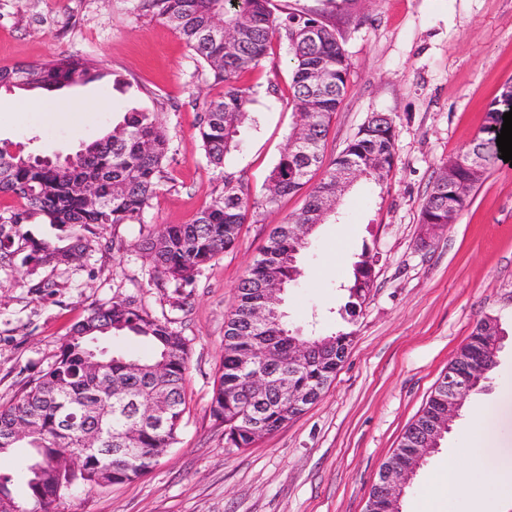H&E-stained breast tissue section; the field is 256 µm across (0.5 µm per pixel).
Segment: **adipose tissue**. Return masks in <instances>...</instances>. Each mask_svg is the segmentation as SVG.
Returning a JSON list of instances; mask_svg holds the SVG:
<instances>
[{"label": "adipose tissue", "instance_id": "adipose-tissue-1", "mask_svg": "<svg viewBox=\"0 0 512 512\" xmlns=\"http://www.w3.org/2000/svg\"><path fill=\"white\" fill-rule=\"evenodd\" d=\"M512 403V385H505L499 405L482 406L476 411L473 433L466 457L468 466L449 462L445 475L448 499H469L474 486L484 483L493 492L500 506L512 501V447L495 437L492 426L500 417L504 405Z\"/></svg>", "mask_w": 512, "mask_h": 512}]
</instances>
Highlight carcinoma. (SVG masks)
<instances>
[{"mask_svg":"<svg viewBox=\"0 0 512 512\" xmlns=\"http://www.w3.org/2000/svg\"><path fill=\"white\" fill-rule=\"evenodd\" d=\"M135 20L143 18L166 22L184 40L207 69L213 82L225 87L217 98L199 102L202 112L198 136L207 163L224 167L226 155L239 146L240 127L248 116L252 93L235 85L239 73L262 65L272 50L273 40H284L292 53L293 104L304 123L303 146L287 141L278 163L270 171L267 184L275 192L257 199L245 191L242 179L224 176V189L211 198L187 224H167L162 230L143 237L138 249L148 266L150 284L170 288L179 299L187 298L201 271L239 241L243 224L259 210L274 206L278 199L299 192L310 181L312 168L323 166V141L344 94L351 64L336 35L334 26L308 14L286 9L275 13L273 0H134ZM102 62L73 54L59 53L52 59L18 66L0 67V85L13 89L56 91L71 84H87L106 77ZM512 96V85L503 86L500 98L486 114L483 136L455 160H466L481 150L479 183L498 158L497 137L508 111L505 99ZM396 127L385 115L371 119L359 129L342 152L325 168L324 177L309 193V200L287 224H311L312 213L331 186L338 167H358L354 180L381 185L396 159ZM170 138L160 112L131 109L122 121L100 139L81 146L77 163L69 167L44 164L39 158L23 159L0 149V193L20 198L22 205L0 217V260L8 259L19 239L30 248L27 258L50 263L59 247L36 241L24 231L38 216L57 224L76 243L69 260L81 257L90 248L96 229L107 225L142 224L145 211L163 183L172 180L166 170ZM377 155L387 164L386 171L368 165ZM448 168L436 175L432 189L421 208V220L441 218V184ZM308 239L269 236L268 242L237 286L236 303L224 329V362L215 382L211 415L238 432L237 450L251 447L254 423L270 434L301 415L280 386H272L256 401L257 416H239L238 402L249 397L250 367L245 363L244 342L269 343L272 349L265 369L277 381L302 387L320 398L343 363L353 334L337 331L328 336H304L288 325L284 311L269 326L254 327L248 319L253 301L263 295L264 282L277 276L285 285L296 284L303 276L298 255ZM378 253L365 245L353 263L352 275L344 291L347 301L341 308L343 320L352 323L359 316L372 291L371 275ZM497 319L487 316L478 321L454 358L455 366L467 367L482 361L491 342L486 328ZM135 337L150 347L146 355L123 351L114 343ZM322 343L325 350L303 363H294L289 350L293 342ZM96 353L99 369H87V360ZM188 373L187 341L169 321L153 317L134 296L117 299L94 309L76 325L61 345L57 359L30 382L22 395L7 407H0V456L24 452L20 481L25 495L16 492L19 481L11 473L0 472V492L12 496L19 512H45L42 495L56 486L74 492L93 491L132 482L151 470L177 441L186 413L185 385ZM165 396L166 407L158 421L144 419L145 406ZM30 426L27 441L10 444L13 428ZM90 433L99 434L98 450L82 455L76 471L59 470L53 461L83 447ZM419 447V430L407 426L394 456H407Z\"/></svg>","mask_w":512,"mask_h":512,"instance_id":"carcinoma-1","label":"carcinoma"}]
</instances>
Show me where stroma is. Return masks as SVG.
<instances>
[{
  "instance_id": "obj_1",
  "label": "stroma",
  "mask_w": 512,
  "mask_h": 512,
  "mask_svg": "<svg viewBox=\"0 0 512 512\" xmlns=\"http://www.w3.org/2000/svg\"><path fill=\"white\" fill-rule=\"evenodd\" d=\"M334 24L351 60L346 95L323 150L334 158L371 116L389 115L397 158L383 187L358 183L336 218L309 240L305 274L289 290L290 322L307 333L344 326L338 310L362 246L375 247L374 287L354 322L335 379L299 417L249 448L225 446L210 401L224 359V321L236 287L273 228L300 211L307 191L282 198L245 224L232 249L198 276L185 303L149 285L136 252L143 230L190 222L218 195L225 172L259 198L296 121L292 54L275 43L243 72L251 118L224 169L209 166L197 138L198 93L221 95L165 23L134 21L132 0H0V66L66 52L103 61L111 76L45 93L48 108H21L0 93V147L64 157L137 108L166 115L171 138L164 183L144 225L104 229L67 264L32 266L23 243L0 262V406L16 400L56 359L71 329L114 296L141 298L188 341L187 410L177 442L145 476L60 502L58 512H364L372 484L406 427L477 321L497 318L500 365L473 402L495 403L512 383V165L484 175L456 223L422 244V204L449 158L485 125L512 79V0H274ZM46 282L44 292L32 289ZM470 411L462 409L401 501L402 512H469L439 494L449 459H463Z\"/></svg>"
}]
</instances>
